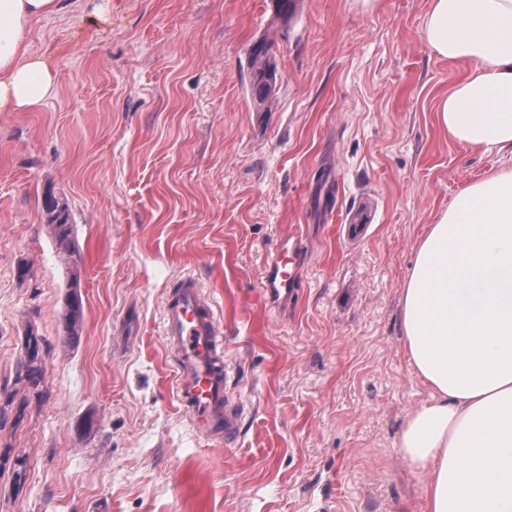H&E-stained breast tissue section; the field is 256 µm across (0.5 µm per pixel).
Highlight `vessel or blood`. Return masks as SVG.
<instances>
[{"label": "vessel or blood", "instance_id": "vessel-or-blood-1", "mask_svg": "<svg viewBox=\"0 0 512 512\" xmlns=\"http://www.w3.org/2000/svg\"><path fill=\"white\" fill-rule=\"evenodd\" d=\"M310 249L302 232L276 242L263 269L260 294L278 308L297 296ZM164 336L176 354V396L193 427L231 448L240 439L243 406L231 387L214 315L194 279L183 280L164 310Z\"/></svg>", "mask_w": 512, "mask_h": 512}]
</instances>
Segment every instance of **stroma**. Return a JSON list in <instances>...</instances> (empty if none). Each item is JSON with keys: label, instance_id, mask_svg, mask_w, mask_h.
I'll use <instances>...</instances> for the list:
<instances>
[{"label": "stroma", "instance_id": "obj_1", "mask_svg": "<svg viewBox=\"0 0 512 512\" xmlns=\"http://www.w3.org/2000/svg\"><path fill=\"white\" fill-rule=\"evenodd\" d=\"M428 7L297 0L285 23L270 0H64L31 21L56 84L0 112V512H423L397 451L427 397L402 288L427 227L506 162L439 127L437 98L470 65L429 49ZM263 38L267 112L247 90ZM48 186L69 204L72 253L44 223ZM368 201L353 240L344 226ZM296 228L311 263L271 312L263 267ZM188 276L244 403L236 448L196 433L176 398L162 314ZM273 46L272 41L261 40L248 58V90L256 110L268 111V103L273 97L275 81L269 80L276 68ZM83 305L76 294H71L66 301L65 313L62 316L63 330L71 341L80 334L83 323ZM32 353L28 361L25 363L24 371L27 382L31 385L33 391H38L40 384L43 380V368L41 361L38 358V339L36 336H31Z\"/></svg>", "mask_w": 512, "mask_h": 512}]
</instances>
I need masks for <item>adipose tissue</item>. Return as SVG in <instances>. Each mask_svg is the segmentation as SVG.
<instances>
[{
    "label": "adipose tissue",
    "mask_w": 512,
    "mask_h": 512,
    "mask_svg": "<svg viewBox=\"0 0 512 512\" xmlns=\"http://www.w3.org/2000/svg\"><path fill=\"white\" fill-rule=\"evenodd\" d=\"M61 0H0V112L53 90L30 53L33 18ZM423 38L469 75L437 104L440 127L477 152L512 155V0H429ZM405 354L428 390L398 443L425 512H512V165L464 187L422 237L402 290Z\"/></svg>",
    "instance_id": "1"
}]
</instances>
